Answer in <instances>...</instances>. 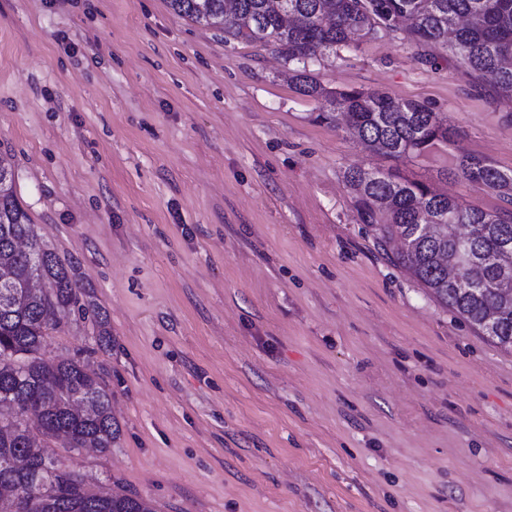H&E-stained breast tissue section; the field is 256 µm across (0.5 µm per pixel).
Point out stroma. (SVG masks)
<instances>
[{
	"mask_svg": "<svg viewBox=\"0 0 512 512\" xmlns=\"http://www.w3.org/2000/svg\"><path fill=\"white\" fill-rule=\"evenodd\" d=\"M451 132L401 173L469 206L512 174V104L406 36L313 64ZM272 50L167 0H0V160L36 233L110 318L50 331L112 393L111 452L53 445L88 493L157 512H512V353L377 245L343 179L385 158L316 121ZM456 161L457 171L464 179L485 185L512 204V175L474 155L462 154Z\"/></svg>",
	"mask_w": 512,
	"mask_h": 512,
	"instance_id": "stroma-1",
	"label": "stroma"
}]
</instances>
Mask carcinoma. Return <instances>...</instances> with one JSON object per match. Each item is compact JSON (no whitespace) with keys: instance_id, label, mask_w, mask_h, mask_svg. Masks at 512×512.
I'll return each instance as SVG.
<instances>
[{"instance_id":"obj_1","label":"carcinoma","mask_w":512,"mask_h":512,"mask_svg":"<svg viewBox=\"0 0 512 512\" xmlns=\"http://www.w3.org/2000/svg\"><path fill=\"white\" fill-rule=\"evenodd\" d=\"M170 0L174 13L224 31V39L270 47L293 73L295 89L318 103L316 120L348 117L346 130L391 160L430 154L448 144V128L426 105L387 92L324 85L310 65L325 51L402 33L449 57L489 82L512 102V0ZM457 171L512 204V175L463 154ZM354 207L384 243L397 240V263L450 312L484 333L496 316L491 341L512 350V209L485 211L439 193L395 168L346 169ZM0 502L44 503L42 512H153L135 494L111 499L85 491L74 466L38 432L76 451L111 450L120 436L112 393L81 359L52 362L41 351L48 331L67 320L92 319L97 345L111 344L110 321L38 237L9 179L0 189Z\"/></svg>"}]
</instances>
